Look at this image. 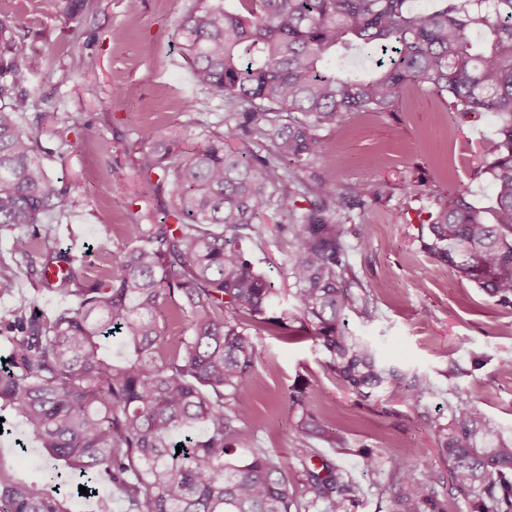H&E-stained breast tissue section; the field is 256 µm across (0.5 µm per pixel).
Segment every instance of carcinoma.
I'll use <instances>...</instances> for the list:
<instances>
[{
	"instance_id": "obj_1",
	"label": "carcinoma",
	"mask_w": 512,
	"mask_h": 512,
	"mask_svg": "<svg viewBox=\"0 0 512 512\" xmlns=\"http://www.w3.org/2000/svg\"><path fill=\"white\" fill-rule=\"evenodd\" d=\"M9 31L1 19L0 231L25 228L22 253L38 285L76 303L51 316L27 304L0 316L11 348L0 369V439L63 464L26 482L0 452V512H71L60 493L70 481L87 486L94 512H112L101 485L131 512H344L352 480L312 444L346 441L308 408V391L289 396L301 411L291 452L300 496L272 455L237 454L234 422L254 397L262 359L249 330L303 315L318 327L328 370L364 399L387 392L415 408L428 384L345 330L347 313L375 309L347 262L345 224L382 187L342 186L332 174L306 184L299 174L323 158L321 131L355 112L392 111L411 81L463 119L494 113L484 173L495 206L476 205L462 188L436 197L424 248L434 264L512 305V0H439L431 11L411 0H197L178 38L197 81L232 107L227 131L199 143L184 128L139 132L138 176L167 203L150 224L120 225L128 246L98 266L41 233L65 189L47 171L37 132L18 121L27 99L15 90L28 71ZM354 55L369 63L365 72L348 64ZM262 143L269 154L255 150ZM272 213L291 237L289 309L243 247ZM16 281L0 260V296ZM163 311L181 326L174 340L159 328ZM110 338L122 349L116 358L104 349ZM438 440L471 512H512V440L478 405L456 406ZM436 480L425 463L417 476L393 473L380 495L390 512H444Z\"/></svg>"
}]
</instances>
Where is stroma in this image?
<instances>
[{
	"label": "stroma",
	"instance_id": "obj_1",
	"mask_svg": "<svg viewBox=\"0 0 512 512\" xmlns=\"http://www.w3.org/2000/svg\"><path fill=\"white\" fill-rule=\"evenodd\" d=\"M94 0L91 10L68 13L65 0H0L25 53L29 80L21 88L25 125L42 113H65L74 125H40L38 139L51 177L66 188L61 211L43 219L55 230L58 248L98 265L118 259L125 241L111 230L131 214L152 215L153 197L142 195L134 170L136 140L147 126H171L194 133L224 128L227 107L200 85L180 49L177 30L195 0ZM93 69H84L85 60ZM92 123L97 140L80 139L77 126ZM498 119L490 112L460 119L431 93L407 86L393 111L355 113L327 129V152L303 173L310 181L321 172L337 173L341 184L374 182L381 200L354 211L346 226L348 260L376 302L373 317L346 318L348 330L369 339L386 363L424 377L430 389L413 409L400 398L364 400L346 390L326 368L315 339L316 328L302 317L253 336L264 356L256 367L254 399L235 423L249 448L277 455L285 464L291 492H300L298 461L291 451L298 434V411L289 400L295 387L311 394V404L347 441L332 448L318 443L326 458L352 478L347 512H387L377 492L393 468L416 471L434 461L435 485L446 512H470L447 480L439 460L435 427L448 423L450 408L471 401L502 436L512 438V306L489 299L475 284L446 266L434 265L422 248L421 230L436 196L465 188L479 206L495 204L483 167L492 157ZM110 170L111 181L99 173ZM417 184L420 194H407ZM18 232L0 233V259L17 267L19 282L0 297V313L21 302L52 314L74 300L40 290L27 272ZM256 271L287 298V234L265 224L261 236L244 240ZM276 424L268 433V424Z\"/></svg>",
	"mask_w": 512,
	"mask_h": 512
}]
</instances>
